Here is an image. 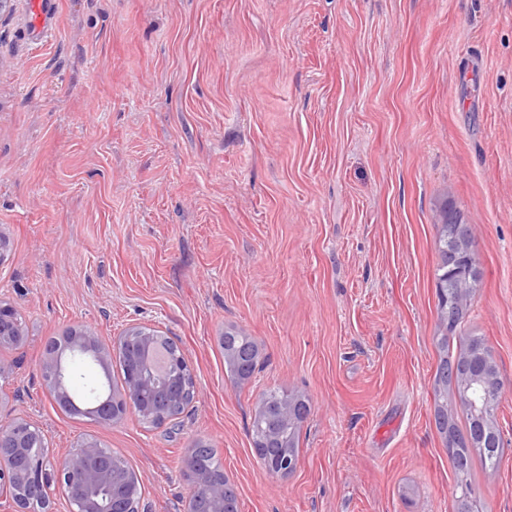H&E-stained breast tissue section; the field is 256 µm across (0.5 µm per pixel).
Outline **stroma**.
<instances>
[{
  "label": "stroma",
  "mask_w": 512,
  "mask_h": 512,
  "mask_svg": "<svg viewBox=\"0 0 512 512\" xmlns=\"http://www.w3.org/2000/svg\"><path fill=\"white\" fill-rule=\"evenodd\" d=\"M30 0L0 22V296L27 342L0 379L55 457L94 436L144 482L140 512H185L196 441L239 512H455L435 424L441 210L478 281L461 329L489 347L509 442L474 463L482 512H512V0ZM138 323L196 379L179 419L112 428L51 398L47 341ZM253 336L244 384L218 338ZM308 399L297 469L270 475L261 393Z\"/></svg>",
  "instance_id": "35a3bbf8"
}]
</instances>
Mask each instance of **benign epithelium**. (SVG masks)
<instances>
[{
  "label": "benign epithelium",
  "instance_id": "7a95c632",
  "mask_svg": "<svg viewBox=\"0 0 512 512\" xmlns=\"http://www.w3.org/2000/svg\"><path fill=\"white\" fill-rule=\"evenodd\" d=\"M26 341L25 323L15 307L0 298V347L16 349ZM130 356L131 371L121 389L99 394L92 406L84 409L103 428L121 422L129 413L152 425H164L181 415L194 400L196 385L186 383L188 366L184 354H172L156 341V331L133 324L112 345L102 344L84 326H70L45 348L40 370L53 399L62 407L72 402L68 363L75 357L95 363L108 373L112 360L120 353ZM158 374L163 384L153 385L146 375ZM481 382L500 397L504 382L489 366L487 352L476 347L469 352L468 365L453 372L455 386ZM495 428L484 411L476 412L473 428L464 435L468 445L494 446ZM48 438L36 424L16 417L0 426V489L8 493L14 512H52L48 486L57 483L65 489L70 512H138L139 500L128 497L133 485L144 486L143 479L129 469L124 460L104 448L95 437H83L66 458L59 461L48 452ZM205 449L197 443L190 449L183 468L189 489L186 512L199 496L224 507V478L206 475L193 465L194 455Z\"/></svg>",
  "mask_w": 512,
  "mask_h": 512
}]
</instances>
